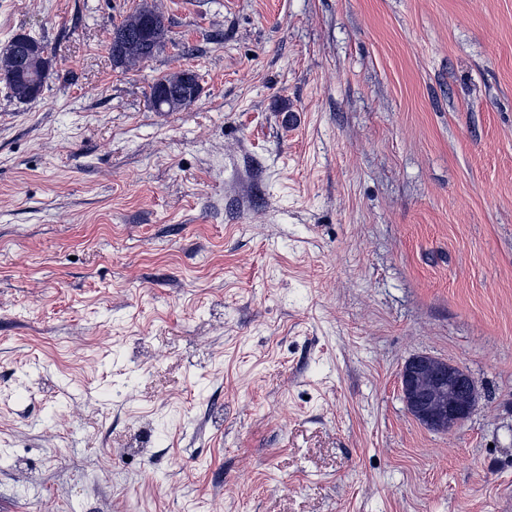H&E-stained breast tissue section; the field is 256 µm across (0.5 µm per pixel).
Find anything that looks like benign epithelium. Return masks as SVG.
I'll return each mask as SVG.
<instances>
[{
  "instance_id": "obj_1",
  "label": "benign epithelium",
  "mask_w": 512,
  "mask_h": 512,
  "mask_svg": "<svg viewBox=\"0 0 512 512\" xmlns=\"http://www.w3.org/2000/svg\"><path fill=\"white\" fill-rule=\"evenodd\" d=\"M133 40L127 35L112 32L115 55H129ZM195 101L193 90H188L178 101H167V95L149 96L153 110L163 106L186 109ZM403 397L410 414L427 428L453 429L460 426L472 413L479 392L474 378L464 369L444 360L417 355L407 361L401 371Z\"/></svg>"
}]
</instances>
